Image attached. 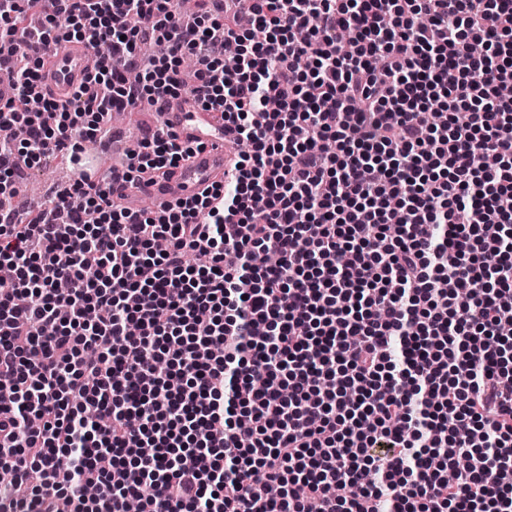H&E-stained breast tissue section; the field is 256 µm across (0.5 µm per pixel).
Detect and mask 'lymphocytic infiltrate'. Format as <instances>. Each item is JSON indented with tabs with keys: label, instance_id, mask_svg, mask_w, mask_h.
<instances>
[{
	"label": "lymphocytic infiltrate",
	"instance_id": "f902f5d3",
	"mask_svg": "<svg viewBox=\"0 0 512 512\" xmlns=\"http://www.w3.org/2000/svg\"><path fill=\"white\" fill-rule=\"evenodd\" d=\"M43 2L0 0V512H512V0ZM84 39L48 97L44 51ZM183 93L239 147L225 183L115 205L191 153L159 129L14 219L25 171ZM92 46L83 42H61L44 55L42 87L44 92L64 101L73 89L83 82Z\"/></svg>",
	"mask_w": 512,
	"mask_h": 512
}]
</instances>
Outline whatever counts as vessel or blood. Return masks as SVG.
<instances>
[{
	"label": "vessel or blood",
	"mask_w": 512,
	"mask_h": 512,
	"mask_svg": "<svg viewBox=\"0 0 512 512\" xmlns=\"http://www.w3.org/2000/svg\"><path fill=\"white\" fill-rule=\"evenodd\" d=\"M92 53L91 45L84 41L53 45L44 55V92L66 100L82 83ZM215 123L212 113L192 98L182 95L168 99L163 127L174 133L179 142L193 145V152L169 168L166 176H146L133 187L123 182L113 184L114 203L134 208L146 197L159 216L172 202L192 198L207 187L224 182L233 170L235 153L223 135L209 134V127Z\"/></svg>",
	"instance_id": "b4317fda"
}]
</instances>
